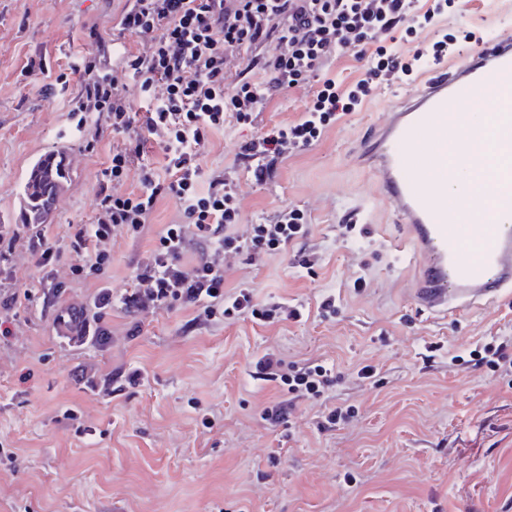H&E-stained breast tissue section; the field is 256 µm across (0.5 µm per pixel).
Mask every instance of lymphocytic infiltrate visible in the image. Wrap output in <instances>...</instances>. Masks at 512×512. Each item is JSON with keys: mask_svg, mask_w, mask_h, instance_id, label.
Listing matches in <instances>:
<instances>
[{"mask_svg": "<svg viewBox=\"0 0 512 512\" xmlns=\"http://www.w3.org/2000/svg\"><path fill=\"white\" fill-rule=\"evenodd\" d=\"M117 26L120 36L149 42L148 52L126 49L121 61L133 80L119 82L104 55L96 30L87 37L94 49L69 62L68 72L57 75L50 91L67 85L69 73H82L84 83L66 108L77 127L86 115H105L112 133L122 143L112 149L101 172L94 220L78 225L69 235V248L81 255L72 273L79 280L95 279L99 287L91 307H70L56 317L68 343L106 342L104 325L113 306L135 314L153 306L178 303L201 310L203 317L230 318L243 313L262 322L287 314L296 319L300 309L255 303L245 287L225 289L224 262L246 257L260 260L305 239L309 234L304 211L287 206L266 223L250 225L246 234L233 228L243 219L237 186L223 174H204L200 156L212 132L223 130L226 118L249 124L264 101L283 91L319 78L320 87L304 115L286 125H275L245 141L237 155L256 180L272 175L288 156L306 150L327 129L354 111L375 85L391 80L408 82L420 65L448 49L441 39L428 47H412L400 54L386 41L397 31L413 33L433 27L446 13L448 0H434L423 9L417 0H123ZM365 64L364 74L343 85L328 72L343 55ZM163 95H156L157 86ZM145 102L138 113L136 102ZM163 148L160 166H142L138 159L146 139ZM139 166L138 190L118 195L112 183L121 181L131 166ZM171 197L180 206L185 224H170L140 262L135 285L113 296L105 285L112 263L115 229L138 235L148 224L160 198ZM198 240L209 243L192 270L181 264L187 247V227ZM27 237L36 266L52 273L61 250L53 231L44 224H21L0 230V335L10 326L24 300L10 287L8 261L18 234ZM258 365L266 378L281 381L288 400L267 411L268 420L284 419L297 399L317 397L333 385L331 369L308 361L285 366L275 354L263 355Z\"/></svg>", "mask_w": 512, "mask_h": 512, "instance_id": "1", "label": "lymphocytic infiltrate"}]
</instances>
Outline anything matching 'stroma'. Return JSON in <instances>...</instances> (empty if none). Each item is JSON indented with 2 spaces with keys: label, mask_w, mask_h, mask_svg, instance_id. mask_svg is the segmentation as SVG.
I'll return each mask as SVG.
<instances>
[{
  "label": "stroma",
  "mask_w": 512,
  "mask_h": 512,
  "mask_svg": "<svg viewBox=\"0 0 512 512\" xmlns=\"http://www.w3.org/2000/svg\"><path fill=\"white\" fill-rule=\"evenodd\" d=\"M116 0H0V225L23 223L20 196L32 163L65 151L66 182L50 222L60 238L95 214L100 173L112 154L106 122L90 115L83 130L67 121L64 96H45L70 57L85 52L87 28L117 39ZM512 29V0H452L440 28L419 34H472L480 45ZM44 55L45 73H25ZM313 94L296 88L265 103L253 124H230L201 155L204 172H230L243 222L284 206L311 221L300 244L261 265L232 260L230 287H250L257 303L309 309L308 318L263 324L251 316L196 324L191 308L172 305L133 315L113 308L105 345L65 344L57 307L90 304L95 281L71 270L80 256L63 250L46 281L24 239L14 245L13 284L29 293L12 336L0 337V512H512V373L472 369L471 352L491 339L512 345V297L450 319H432L407 300L413 269L402 234L355 161L358 145L395 99L377 87L308 150L288 157L264 182L236 161L239 147L265 129L298 120ZM179 205L161 199L139 236H112L113 295L133 288L137 264ZM353 223L344 235L339 227ZM314 255L313 269L303 268ZM367 285L354 287L356 278ZM61 288L46 296L48 284ZM335 295V320L314 310ZM267 352L293 365L333 367L337 383L300 400L284 422L263 414L285 399L256 367ZM111 377L104 395L80 378L83 365ZM376 374L359 379L357 371ZM140 372L138 384L125 376ZM351 405L347 424L326 429L328 409Z\"/></svg>",
  "instance_id": "35a3bbf8"
}]
</instances>
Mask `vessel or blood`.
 I'll return each instance as SVG.
<instances>
[{
  "label": "vessel or blood",
  "mask_w": 512,
  "mask_h": 512,
  "mask_svg": "<svg viewBox=\"0 0 512 512\" xmlns=\"http://www.w3.org/2000/svg\"><path fill=\"white\" fill-rule=\"evenodd\" d=\"M477 95L491 102L499 147L512 157L511 32L467 54L450 47L445 65L411 83L358 152L413 246L418 276L409 301L436 318L512 294V164L499 166L484 189L501 214L499 223L463 225L449 218L458 206L448 194L455 177L449 138L463 142L472 167L484 160L482 140L464 113Z\"/></svg>",
  "instance_id": "obj_1"
}]
</instances>
